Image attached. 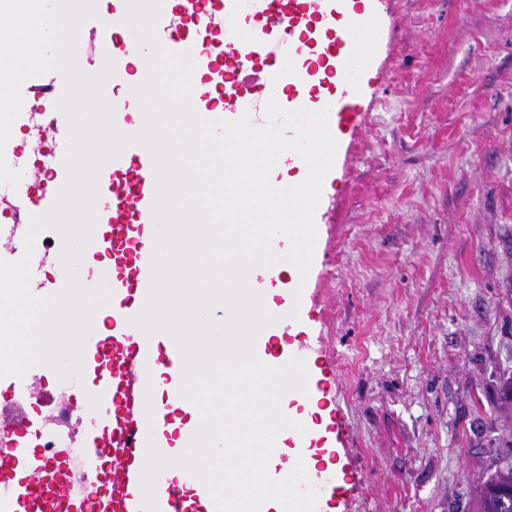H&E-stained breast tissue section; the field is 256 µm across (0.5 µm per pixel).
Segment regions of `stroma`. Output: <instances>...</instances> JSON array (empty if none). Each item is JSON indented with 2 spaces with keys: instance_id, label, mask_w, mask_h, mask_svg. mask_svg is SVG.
<instances>
[{
  "instance_id": "obj_1",
  "label": "stroma",
  "mask_w": 512,
  "mask_h": 512,
  "mask_svg": "<svg viewBox=\"0 0 512 512\" xmlns=\"http://www.w3.org/2000/svg\"><path fill=\"white\" fill-rule=\"evenodd\" d=\"M374 13L288 341L330 408L334 512H476L512 441V0ZM56 385L2 377L0 406L35 433Z\"/></svg>"
}]
</instances>
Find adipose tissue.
<instances>
[{"label":"adipose tissue","mask_w":512,"mask_h":512,"mask_svg":"<svg viewBox=\"0 0 512 512\" xmlns=\"http://www.w3.org/2000/svg\"><path fill=\"white\" fill-rule=\"evenodd\" d=\"M153 66L160 85L148 89L134 81L125 94L139 102L150 130L148 145L165 170L158 191L182 214L161 244L158 291L189 317L171 320L155 301L149 310L155 336L181 340L184 362L196 369L179 376V394L167 396L164 380L178 376L177 369L166 362L157 365L152 403L169 402L180 436L174 446L154 449L140 464L178 477L186 504L200 512H212V494L220 490L225 512H288L296 494L288 475L296 465L313 474L321 468L335 471L336 464L329 455L316 458L288 445L301 429L320 439L328 412L319 408L315 393L303 413L290 410V402L300 397L298 376L280 372V359L266 352L268 322L280 293L271 283L269 241L281 242V269L299 279L310 246L305 200L323 191L326 172L319 168L308 179L287 177L288 164L302 166V151L262 125L247 122L227 136L188 127L190 86L168 87L171 62L163 53H156ZM189 172L202 196L183 189L181 178ZM274 183L278 191L255 199L260 186ZM204 210L213 223L208 236L195 222ZM228 210L238 223H225ZM217 279L223 287H214ZM221 305L226 308L223 324L211 323V310Z\"/></svg>","instance_id":"obj_1"}]
</instances>
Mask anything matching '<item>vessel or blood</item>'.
<instances>
[{"mask_svg":"<svg viewBox=\"0 0 512 512\" xmlns=\"http://www.w3.org/2000/svg\"><path fill=\"white\" fill-rule=\"evenodd\" d=\"M334 0H264L250 27L241 36L225 38L224 24L238 18L244 0H154L152 35L130 34L126 0H112V22L102 29L104 40L114 45L112 53L99 55L100 64H111L112 78L125 83L131 67H138L140 82L154 84L157 73L150 64L157 51L177 60L180 71L175 82L193 76L200 85L193 94L186 114L191 125L201 124L226 134L250 119L270 124L283 132L290 128L289 96H300L313 80L309 65L299 55L286 53L293 30L308 26L314 9H321L327 26H340L341 33L324 37L327 56L338 59L339 79H347L357 56L348 49L359 31L355 18L337 24ZM266 60L264 70H256L257 60ZM336 102L329 97L313 101L306 108L309 122L320 130L311 148L320 162H328L334 144ZM52 133L53 147L42 164L29 173L28 180L43 186V193L15 198L0 196V258L17 261L29 257L34 268L49 264L57 276L33 280L36 294L63 288L69 277L85 281L86 273L76 270L67 275L64 245H57L52 256L40 248L26 250L29 219L47 214L55 206L69 179L67 157L70 124L66 113L43 116ZM112 123L131 139L118 155L100 167L96 178L94 225L89 241L79 256H111L112 327L111 344L88 339L87 348L95 360L110 358V379L96 383L85 392L88 406L112 409L111 424L97 436L95 447L112 451V512H183L182 494L175 482L157 480L149 470L132 466L133 458L158 447L159 427L164 419L160 410L146 400L158 360L155 339L145 330L144 313L149 298L159 286L158 241L165 234L170 206L157 190L156 161L152 151L135 142L141 128L138 112L123 97L112 99ZM76 474L60 472L56 483L42 500V512H54V503Z\"/></svg>","mask_w":512,"mask_h":512,"instance_id":"obj_1","label":"vessel or blood"}]
</instances>
